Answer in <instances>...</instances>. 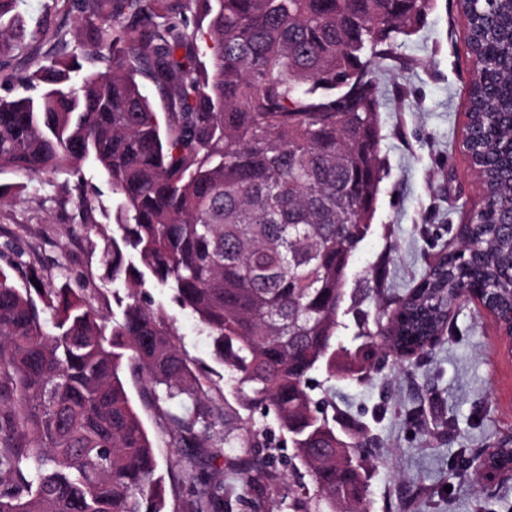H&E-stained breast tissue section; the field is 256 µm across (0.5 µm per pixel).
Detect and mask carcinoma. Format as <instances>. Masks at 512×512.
<instances>
[{
  "label": "carcinoma",
  "instance_id": "obj_1",
  "mask_svg": "<svg viewBox=\"0 0 512 512\" xmlns=\"http://www.w3.org/2000/svg\"><path fill=\"white\" fill-rule=\"evenodd\" d=\"M18 0H0V41L18 31ZM90 57L57 56L0 99V174L112 181L120 237L106 238L112 277L129 276L120 321L101 318L37 270L25 287L0 269V512H168L154 448L121 379L123 360L155 400L191 401L174 435L205 457L240 448L223 477L202 480L185 512H274L235 495L239 475L263 492L284 478L268 448L273 415L316 488L293 512H369L366 427L328 417L312 374L367 373L386 349L407 358L447 331L456 290L512 315V0H457L481 79L468 93L465 148L483 208L408 293L386 301L355 350L337 341L351 258L367 236L382 180L377 60L414 33L434 0H75ZM208 21L212 66L180 8ZM165 102L160 121L137 77ZM168 288L207 331L224 387L247 411L216 430L206 392L175 332L140 298ZM42 289H37V286ZM494 469L512 470V438Z\"/></svg>",
  "mask_w": 512,
  "mask_h": 512
}]
</instances>
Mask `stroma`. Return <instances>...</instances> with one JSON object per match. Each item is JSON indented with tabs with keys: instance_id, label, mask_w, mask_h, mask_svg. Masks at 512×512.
<instances>
[{
	"instance_id": "obj_1",
	"label": "stroma",
	"mask_w": 512,
	"mask_h": 512,
	"mask_svg": "<svg viewBox=\"0 0 512 512\" xmlns=\"http://www.w3.org/2000/svg\"><path fill=\"white\" fill-rule=\"evenodd\" d=\"M26 35L0 50V98L22 91V79L52 57L82 52L78 12L71 0H19ZM384 94L380 109V157L385 176L368 235L353 253L346 297L340 312L339 342L355 348L375 332L381 299L413 288L428 266L453 247L462 224L482 203L463 150L464 112L473 66L465 20L456 0H436L415 34L400 38L377 63ZM85 188L95 228H88L76 205L55 201L52 181L5 173L4 183L25 185L17 198L0 202V268L23 287V268L33 265L46 284L81 292L108 320L127 305L124 278H113L104 255V236L117 219L118 199L106 175L86 168ZM145 302L161 313L194 373L205 380L209 401L226 410L237 429L240 406L225 390V371L211 357L199 322L168 289L150 288ZM122 377L132 405L153 444L158 470L170 492V512H179L192 490L180 480L195 449L176 446L168 414L178 401L155 405L143 396L132 366ZM314 378L337 410L367 423L371 439V512H512V478L477 487L461 475L462 451L490 447L512 435V346L476 303H459L448 331L409 359H385L366 377ZM284 483L268 492L277 512H292V490L308 482L304 469L289 462L292 450L278 437Z\"/></svg>"
}]
</instances>
